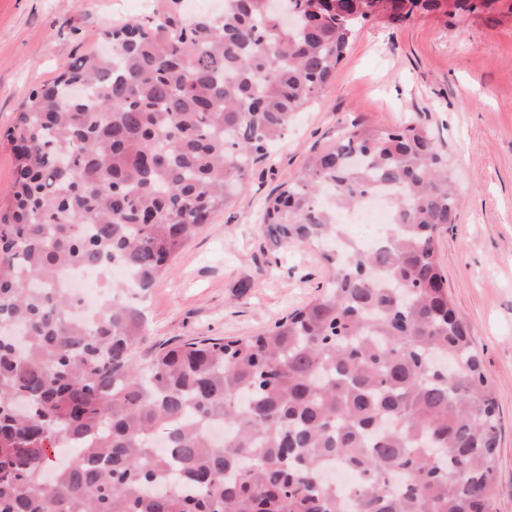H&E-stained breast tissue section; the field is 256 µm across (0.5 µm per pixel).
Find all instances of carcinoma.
I'll return each instance as SVG.
<instances>
[{"label": "carcinoma", "instance_id": "obj_1", "mask_svg": "<svg viewBox=\"0 0 512 512\" xmlns=\"http://www.w3.org/2000/svg\"><path fill=\"white\" fill-rule=\"evenodd\" d=\"M266 0L187 14L158 0L34 87L4 134L0 512H494L498 405L448 297L438 239L459 200L428 129L360 120L270 196L276 245L310 246L327 291L253 336L134 354L143 311L105 284L91 321L56 280L119 267L140 293L265 163L332 81L363 9ZM388 193L368 250L336 212ZM72 448L45 480L48 449ZM352 470L342 488L324 474Z\"/></svg>", "mask_w": 512, "mask_h": 512}]
</instances>
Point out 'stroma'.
<instances>
[{
    "label": "stroma",
    "mask_w": 512,
    "mask_h": 512,
    "mask_svg": "<svg viewBox=\"0 0 512 512\" xmlns=\"http://www.w3.org/2000/svg\"><path fill=\"white\" fill-rule=\"evenodd\" d=\"M143 0H0V201L14 176L10 128L29 90L51 79ZM420 118L448 159L462 199L438 242L448 295L470 328L499 406L496 512H512V0L459 14L373 17L336 76L241 194L176 254L144 302L135 359L196 337L259 333L320 295L328 271L308 247L262 232L265 199L311 151L358 118L387 128Z\"/></svg>",
    "instance_id": "1"
}]
</instances>
